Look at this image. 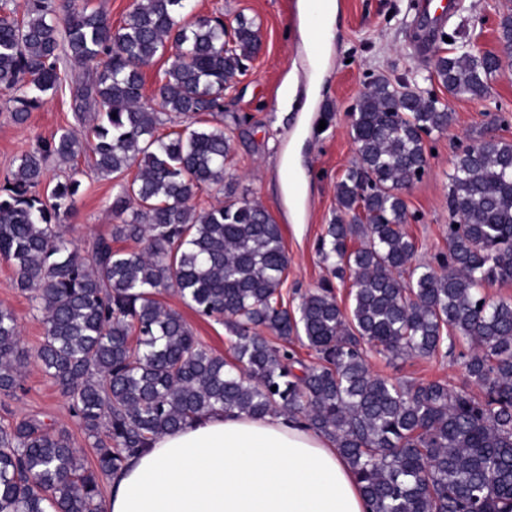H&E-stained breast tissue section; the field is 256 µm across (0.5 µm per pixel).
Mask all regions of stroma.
Segmentation results:
<instances>
[{
  "instance_id": "1",
  "label": "stroma",
  "mask_w": 512,
  "mask_h": 512,
  "mask_svg": "<svg viewBox=\"0 0 512 512\" xmlns=\"http://www.w3.org/2000/svg\"><path fill=\"white\" fill-rule=\"evenodd\" d=\"M328 19L330 38H322L304 9L306 0H191L193 14H223L226 28L238 15L260 27L263 50L247 62L234 88L224 96L223 112L205 115L211 125L231 129L233 152L224 181L211 185L195 199L206 209L227 201L225 185L234 182L233 197L261 204L280 224L288 269L282 291L290 310H297L303 294L328 280L317 243L336 207L335 185L356 159L351 136V111L366 84L382 76L391 83L419 77L422 89L448 103L455 120L448 130L426 139L430 152L423 178L404 190L409 211L418 222L406 231L419 259L433 263L448 242V176L459 145L485 137L512 144V70L496 75L485 99L448 95L431 79L434 48L410 42L418 26L414 8L423 0H336ZM454 9L442 21L449 36L467 41L477 51L499 49L498 22L512 8V0H454ZM14 94L0 90V187L11 182L17 159L25 151L63 128H77L68 91L48 93L43 104L24 123L13 119ZM75 176L81 193L74 210L61 223L79 250L93 238L109 235L116 219L110 210L112 178L91 167L88 154L76 161H50L39 188L47 193L59 180ZM178 311L203 343L225 359H232V336L223 322L198 315L182 302L176 289L159 296ZM0 308L14 314L21 342L37 348L45 336L42 316L33 309L29 292L17 288L10 262L0 259ZM467 344L438 358L387 359L368 357L372 373L404 383L441 380L450 387L466 386L464 360ZM21 375L24 389L17 396H0V421L17 422L35 417L54 430L66 432L87 463L95 450L69 403L36 361H28Z\"/></svg>"
}]
</instances>
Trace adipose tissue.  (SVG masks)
I'll return each instance as SVG.
<instances>
[{
  "instance_id": "obj_1",
  "label": "adipose tissue",
  "mask_w": 512,
  "mask_h": 512,
  "mask_svg": "<svg viewBox=\"0 0 512 512\" xmlns=\"http://www.w3.org/2000/svg\"><path fill=\"white\" fill-rule=\"evenodd\" d=\"M104 512H370L346 459L285 414L212 412L163 434L112 479Z\"/></svg>"
}]
</instances>
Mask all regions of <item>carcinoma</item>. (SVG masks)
<instances>
[{
    "instance_id": "obj_1",
    "label": "carcinoma",
    "mask_w": 512,
    "mask_h": 512,
    "mask_svg": "<svg viewBox=\"0 0 512 512\" xmlns=\"http://www.w3.org/2000/svg\"><path fill=\"white\" fill-rule=\"evenodd\" d=\"M0 0V88L21 91L23 123L42 94L62 87L63 59L88 69L70 89L76 118L91 126L93 168L116 180L121 219L87 257L56 223L80 183L58 181L46 198L47 160L72 161L81 142L64 129L21 154L0 189V258L33 293L44 341L22 346L14 314L0 309V393L15 395L33 358L53 380L88 438L85 465L70 437L37 419L0 425V512H103L102 482L159 436L213 411L284 413L331 438L361 483L371 512H512V302L481 288L512 280V145L494 138L457 155L448 184V253L420 263L404 225L419 220L402 190L427 167L424 136L454 113L417 84L371 80L352 112L357 160L336 184V212L319 252L330 274L353 280L339 305L325 281L284 302L282 229L257 202L197 210L194 198L224 181L233 138L224 127L158 134L159 113L141 103L142 69L170 54L161 108L187 117L224 112V94L262 49L242 17L227 38L220 16L189 18V0H138L118 29L80 0ZM498 53L461 45L437 56L434 78L450 96L483 98L512 58V13L499 22ZM131 241L136 248L115 249ZM409 278H403V274ZM177 289L199 315L224 320L229 362L158 299ZM273 333L274 343L264 332ZM312 349L307 365L288 348ZM464 340L476 397L444 382L401 383L372 374L364 345L393 358L432 357Z\"/></svg>"
}]
</instances>
